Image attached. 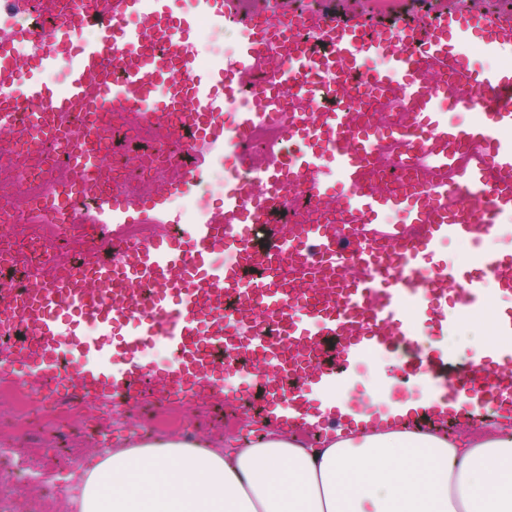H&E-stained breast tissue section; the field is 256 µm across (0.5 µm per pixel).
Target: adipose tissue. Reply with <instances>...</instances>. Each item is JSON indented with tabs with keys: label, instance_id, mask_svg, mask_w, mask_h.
<instances>
[{
	"label": "adipose tissue",
	"instance_id": "1",
	"mask_svg": "<svg viewBox=\"0 0 512 512\" xmlns=\"http://www.w3.org/2000/svg\"><path fill=\"white\" fill-rule=\"evenodd\" d=\"M73 512H512V417L483 438L377 425L323 447L269 430L234 449L158 438L82 476Z\"/></svg>",
	"mask_w": 512,
	"mask_h": 512
}]
</instances>
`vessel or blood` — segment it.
Here are the masks:
<instances>
[{
	"label": "vessel or blood",
	"mask_w": 512,
	"mask_h": 512,
	"mask_svg": "<svg viewBox=\"0 0 512 512\" xmlns=\"http://www.w3.org/2000/svg\"><path fill=\"white\" fill-rule=\"evenodd\" d=\"M192 11L171 0H63L62 20L49 34L14 27L0 37V128H12L30 106L34 130L70 138L72 162L61 185L40 198L57 224L71 221L67 197L94 198L92 224H177L179 239L112 233L93 240L89 257L62 264L23 292L0 294V313L26 331L20 350L0 353V375L52 391L63 404L91 402L105 418L122 415L130 400H209L241 405L246 386L236 370L217 364L214 346L243 353L269 370L260 428L312 425L358 432L368 419L321 408L316 391L341 383L358 359L407 348L402 376L426 374L429 408L410 410L396 424L460 418V396L512 414V318L500 319L484 350L467 362L446 352L418 350L419 338L447 330L489 302L488 285L512 292V255L479 252L472 271L434 262L450 238L498 232L512 215V9L476 10L438 0L427 15L405 11L364 32L363 15L324 5L298 10L293 0H192ZM236 21L242 39L229 57L202 60L199 26L221 30ZM99 25L96 40L84 37ZM75 46L65 86L39 77L53 69L63 45ZM28 47L38 75L22 76L14 60ZM497 66L472 65L473 48ZM126 80H112L114 68ZM365 93L345 109L317 112L312 89L343 93L351 75ZM472 93L479 117L448 125L446 108L460 91ZM238 104L232 127L224 112ZM405 113L381 122L383 108ZM124 110L166 132L174 115L189 114L192 162L163 192L130 201L98 186L93 167L111 112ZM81 114L79 137L62 119ZM266 127L294 142L293 152L260 163L246 145ZM395 163L417 180L398 192L371 182L376 155L388 143ZM234 157L236 176L224 197L199 221L172 212L213 159ZM305 186L312 199L343 216L342 227L302 224L282 241L253 242L256 228L287 205L289 190ZM394 209L421 225H402L354 238L351 228L382 223ZM314 271L312 288L288 286L289 264ZM339 344V366L324 364V344ZM163 341L174 362L144 363Z\"/></svg>",
	"instance_id": "b4317fda"
}]
</instances>
